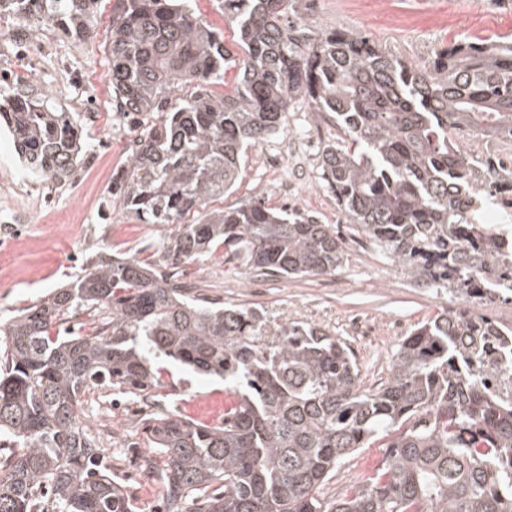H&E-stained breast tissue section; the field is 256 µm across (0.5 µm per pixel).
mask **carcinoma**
<instances>
[{
  "instance_id": "carcinoma-1",
  "label": "carcinoma",
  "mask_w": 512,
  "mask_h": 512,
  "mask_svg": "<svg viewBox=\"0 0 512 512\" xmlns=\"http://www.w3.org/2000/svg\"><path fill=\"white\" fill-rule=\"evenodd\" d=\"M98 0H0L42 28L86 42ZM294 0H220L244 58L234 88L224 37L171 0H116L109 39L112 111L153 115L116 185L123 208L172 224L155 260L102 255L85 274L0 322V512H138L85 424L99 387L159 393L178 362L224 380V423L162 410L144 423L163 470L165 512H512V395L490 387L487 353L512 327L444 311L415 326L388 381L364 391L345 340L190 294L165 273L224 248V261L284 277L334 273L345 260L332 224L260 200L208 209L237 180L246 150L281 128L292 103L335 115L342 138L321 150L320 179L354 231L404 274L467 301L476 276L512 298V170L484 174L449 132L512 138V35L461 40L426 65L343 30L317 36L288 22ZM193 87L178 96L181 87ZM45 181L71 179L83 156L73 113L29 83L0 95V126ZM487 210L501 223L485 224ZM191 222H186L188 216ZM96 313L93 330L61 337L63 318ZM380 465L333 502L316 495L359 448Z\"/></svg>"
}]
</instances>
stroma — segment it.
I'll return each mask as SVG.
<instances>
[{
  "mask_svg": "<svg viewBox=\"0 0 512 512\" xmlns=\"http://www.w3.org/2000/svg\"><path fill=\"white\" fill-rule=\"evenodd\" d=\"M114 4L99 0L91 43L43 29L17 47L9 41L17 17L0 16V88H11L17 77L29 78L74 112L87 149L74 179L58 186L28 174L0 132V215L23 210L31 217L15 242L0 245L1 319L87 272L99 255L152 258L171 233L170 225L145 224L120 205H104L136 133L110 105ZM289 20L316 35L337 28L359 33L422 65L453 41L512 33V0H297ZM339 134L333 115L312 112L306 101L296 100L282 129L248 150L234 188L213 205L237 208L259 199L335 225L347 252L340 269L285 278L227 263L217 252L179 266L177 279L193 295L260 309L270 324L297 321L345 339L358 360L362 387L374 391L386 383L394 353L417 322L452 307L455 298L416 285L391 267L373 241L348 227L318 174L323 144ZM165 392L166 407L177 416L206 425L224 419L223 381L174 365ZM83 404L116 479L140 512H161V485L147 475L159 469L160 459L142 425L152 411L150 402L99 388L85 394ZM383 457V449H359L328 475L318 496L335 501L372 475Z\"/></svg>",
  "mask_w": 512,
  "mask_h": 512,
  "instance_id": "stroma-1",
  "label": "stroma"
}]
</instances>
